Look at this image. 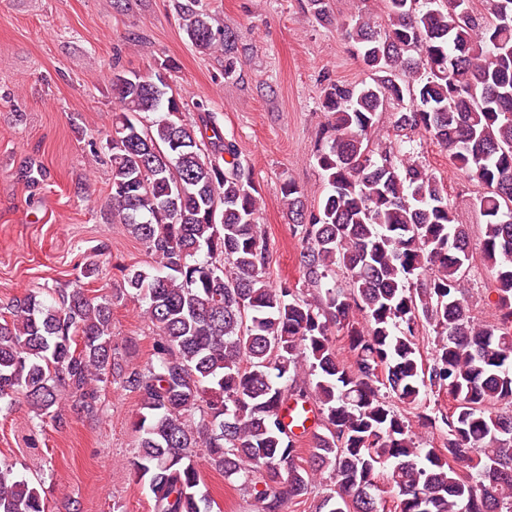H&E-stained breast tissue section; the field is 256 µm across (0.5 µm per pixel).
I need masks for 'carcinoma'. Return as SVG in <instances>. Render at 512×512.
Returning <instances> with one entry per match:
<instances>
[{
	"label": "carcinoma",
	"instance_id": "cac0c4a2",
	"mask_svg": "<svg viewBox=\"0 0 512 512\" xmlns=\"http://www.w3.org/2000/svg\"><path fill=\"white\" fill-rule=\"evenodd\" d=\"M386 0L387 22L343 24L373 82L325 90L327 143L321 192L308 204L293 180L279 186L300 250L304 292L272 285L262 232V191L215 113L198 121L170 83L141 76L112 84L118 111L107 149L112 223L154 260L123 266V288L157 328L147 366L119 363L112 302L82 289L30 291L0 312V405L25 395L40 419L59 407L96 409L102 386L122 378L136 395L140 442L131 462L153 512H212L200 489L198 449L224 478L255 493L256 512H288L328 474L315 512H512V0ZM338 24L330 0H308ZM196 47L238 64L233 33L202 0L178 4ZM421 131L483 184L481 260L493 275L500 322L472 315L462 284L473 264L441 177L397 147H372L379 114ZM347 274L348 287H322ZM432 327L422 366L416 336ZM346 338L341 361L334 332ZM448 392L443 412L438 396ZM312 398L323 432L306 454L282 423L290 401ZM440 433L427 448L411 419ZM0 512H45L37 488L0 464Z\"/></svg>",
	"mask_w": 512,
	"mask_h": 512
}]
</instances>
